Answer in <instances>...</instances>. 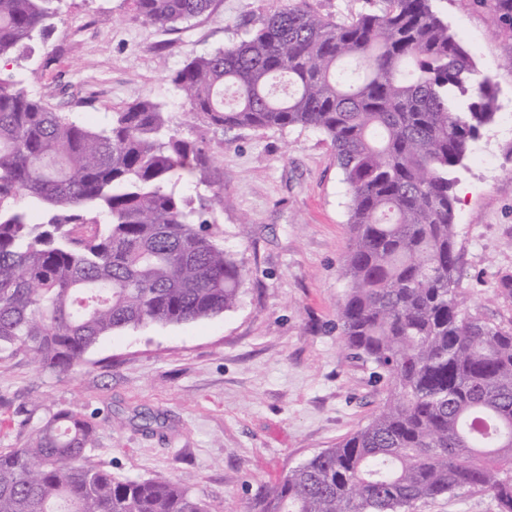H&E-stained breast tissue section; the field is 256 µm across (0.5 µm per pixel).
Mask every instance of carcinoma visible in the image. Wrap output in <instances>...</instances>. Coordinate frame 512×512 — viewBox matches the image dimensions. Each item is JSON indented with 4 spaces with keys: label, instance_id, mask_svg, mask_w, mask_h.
I'll return each instance as SVG.
<instances>
[{
    "label": "carcinoma",
    "instance_id": "1",
    "mask_svg": "<svg viewBox=\"0 0 512 512\" xmlns=\"http://www.w3.org/2000/svg\"><path fill=\"white\" fill-rule=\"evenodd\" d=\"M55 0H0V60L46 29ZM214 0H133L152 26ZM512 28V0H478ZM171 83L216 129L301 126L329 140L347 184L338 327L386 398L369 422L265 490L254 512H412L461 490L512 512V329L465 311L453 193L497 92L432 7L386 0L340 24L289 0ZM204 149L144 95L106 129L0 77V351L68 373L102 337L233 308L245 269L210 209L177 191ZM93 418L59 410L0 450V512H216L179 480L97 463Z\"/></svg>",
    "mask_w": 512,
    "mask_h": 512
}]
</instances>
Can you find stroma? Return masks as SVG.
I'll use <instances>...</instances> for the list:
<instances>
[{
	"instance_id": "1",
	"label": "stroma",
	"mask_w": 512,
	"mask_h": 512,
	"mask_svg": "<svg viewBox=\"0 0 512 512\" xmlns=\"http://www.w3.org/2000/svg\"><path fill=\"white\" fill-rule=\"evenodd\" d=\"M286 0H214L165 31L132 0H59L45 36L0 64L49 106L94 127L143 95L186 120L169 81L191 58L235 43ZM434 10L495 85L500 114L458 172L455 222L466 309L512 328V29L475 0ZM224 203L211 218L247 271L238 303L189 324L102 337L67 374L0 351V449L54 412L97 415L94 457L118 478L171 479L222 512H251L261 490L365 425L381 401L372 367L349 358L336 315L350 237L349 196L327 137L300 126H193ZM154 421L144 424L143 414Z\"/></svg>"
}]
</instances>
